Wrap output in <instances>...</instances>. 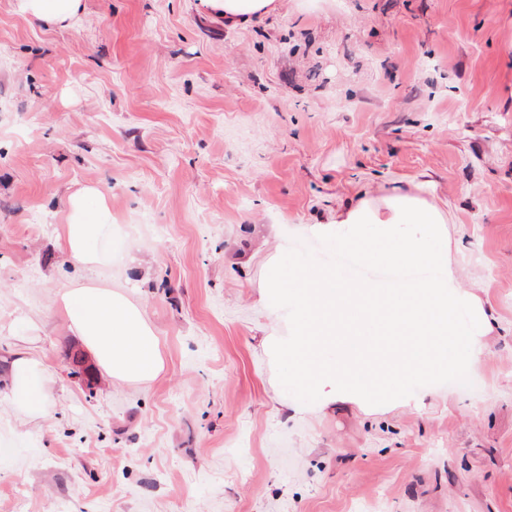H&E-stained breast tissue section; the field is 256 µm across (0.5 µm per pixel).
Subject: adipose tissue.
<instances>
[{"label":"adipose tissue","instance_id":"obj_1","mask_svg":"<svg viewBox=\"0 0 512 512\" xmlns=\"http://www.w3.org/2000/svg\"><path fill=\"white\" fill-rule=\"evenodd\" d=\"M81 0H15L17 12L35 21L68 24L79 14ZM280 0H198L199 9L223 18L236 28L274 14ZM112 225V211L102 194L84 187L70 194L61 247L76 263L97 265L102 255L99 238ZM55 304L90 351L98 370L115 383L146 384L165 370L160 341L144 309L125 295L92 283L60 291ZM47 366L27 352L11 360L8 399L19 416L29 419L46 413Z\"/></svg>","mask_w":512,"mask_h":512}]
</instances>
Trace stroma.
Wrapping results in <instances>:
<instances>
[{"instance_id":"stroma-1","label":"stroma","mask_w":512,"mask_h":512,"mask_svg":"<svg viewBox=\"0 0 512 512\" xmlns=\"http://www.w3.org/2000/svg\"><path fill=\"white\" fill-rule=\"evenodd\" d=\"M0 0V359L52 372L45 417L0 389V512H512V0H282L236 29L196 0ZM125 242L88 269L65 201ZM446 211L458 284L496 319L470 386L421 407L295 415L261 348L269 258L361 196ZM124 293L162 340L146 385L71 376L55 306ZM81 0H15L16 11L32 20L69 24L79 14ZM110 227L112 211L102 194L83 187L68 198L61 247L76 263L93 267L102 259L97 241Z\"/></svg>"}]
</instances>
